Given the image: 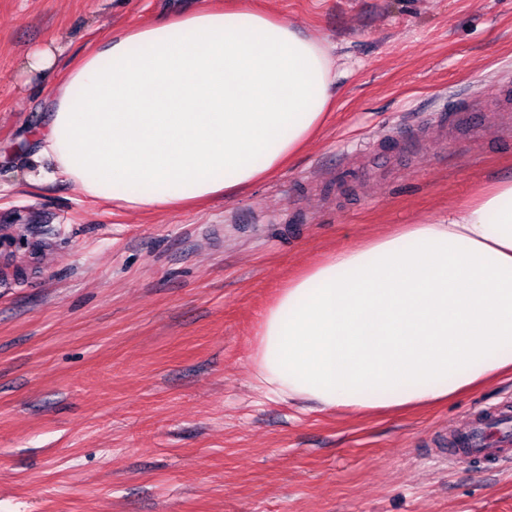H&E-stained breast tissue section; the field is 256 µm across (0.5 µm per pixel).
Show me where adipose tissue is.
Returning a JSON list of instances; mask_svg holds the SVG:
<instances>
[{
  "instance_id": "1",
  "label": "adipose tissue",
  "mask_w": 512,
  "mask_h": 512,
  "mask_svg": "<svg viewBox=\"0 0 512 512\" xmlns=\"http://www.w3.org/2000/svg\"><path fill=\"white\" fill-rule=\"evenodd\" d=\"M335 92L326 45L287 22L180 12L70 66L30 160L137 212L228 197L290 163ZM252 362L266 393L321 411L434 405L512 375V179L290 279Z\"/></svg>"
}]
</instances>
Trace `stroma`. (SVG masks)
<instances>
[{
    "instance_id": "35a3bbf8",
    "label": "stroma",
    "mask_w": 512,
    "mask_h": 512,
    "mask_svg": "<svg viewBox=\"0 0 512 512\" xmlns=\"http://www.w3.org/2000/svg\"><path fill=\"white\" fill-rule=\"evenodd\" d=\"M329 44L338 92L285 169L142 214L33 185L13 149L86 51L212 4ZM55 44V70L22 73ZM512 0H0V512H512V459L429 442L512 378L422 410H302L258 389L259 318L303 269L512 178ZM474 97L483 135L444 139Z\"/></svg>"
}]
</instances>
